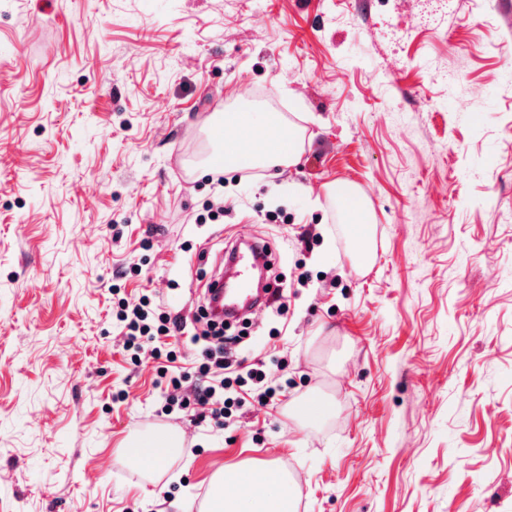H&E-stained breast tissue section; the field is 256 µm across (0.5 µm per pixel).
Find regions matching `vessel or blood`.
<instances>
[{
  "label": "vessel or blood",
  "mask_w": 512,
  "mask_h": 512,
  "mask_svg": "<svg viewBox=\"0 0 512 512\" xmlns=\"http://www.w3.org/2000/svg\"><path fill=\"white\" fill-rule=\"evenodd\" d=\"M229 260L231 269L225 279L211 282L208 291V313L218 320L246 314L251 309L269 304L276 296L275 290L266 291L251 285L254 272L269 260L263 243L251 241L249 246L234 251Z\"/></svg>",
  "instance_id": "vessel-or-blood-1"
}]
</instances>
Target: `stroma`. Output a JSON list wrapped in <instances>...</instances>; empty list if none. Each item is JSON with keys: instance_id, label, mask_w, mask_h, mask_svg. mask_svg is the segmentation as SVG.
<instances>
[{"instance_id": "1", "label": "stroma", "mask_w": 512, "mask_h": 512, "mask_svg": "<svg viewBox=\"0 0 512 512\" xmlns=\"http://www.w3.org/2000/svg\"><path fill=\"white\" fill-rule=\"evenodd\" d=\"M243 98L299 156L225 174L233 209L197 223L207 118ZM242 236L279 297L236 356L277 405L213 429L194 371L163 413L111 290L193 319ZM159 431L184 447L122 461ZM272 460L297 512H512V0H0V512H200L217 470ZM327 190L346 195L348 223L352 225L357 243H366L368 241V224L371 221V214L361 198L351 186L345 183L328 187Z\"/></svg>"}]
</instances>
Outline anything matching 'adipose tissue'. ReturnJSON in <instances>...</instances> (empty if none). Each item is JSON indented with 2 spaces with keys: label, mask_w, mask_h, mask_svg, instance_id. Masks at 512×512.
I'll return each instance as SVG.
<instances>
[{
  "label": "adipose tissue",
  "mask_w": 512,
  "mask_h": 512,
  "mask_svg": "<svg viewBox=\"0 0 512 512\" xmlns=\"http://www.w3.org/2000/svg\"><path fill=\"white\" fill-rule=\"evenodd\" d=\"M224 131L225 169L282 166L296 160L298 132L273 113H266L259 124L248 112L225 113ZM179 444L176 436L136 438L126 442L123 458L135 465L162 461ZM296 487L276 462L244 463L215 475L207 512H295Z\"/></svg>",
  "instance_id": "adipose-tissue-1"
}]
</instances>
